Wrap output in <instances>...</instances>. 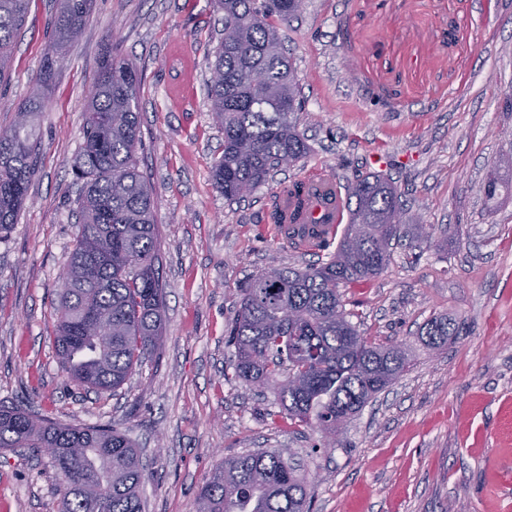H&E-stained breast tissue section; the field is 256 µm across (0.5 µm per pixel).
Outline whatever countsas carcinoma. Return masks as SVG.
Masks as SVG:
<instances>
[{
  "instance_id": "cac0c4a2",
  "label": "carcinoma",
  "mask_w": 512,
  "mask_h": 512,
  "mask_svg": "<svg viewBox=\"0 0 512 512\" xmlns=\"http://www.w3.org/2000/svg\"><path fill=\"white\" fill-rule=\"evenodd\" d=\"M30 0H0V85L10 81L16 39ZM224 12L208 84L211 110L224 131V153L212 171L227 200L245 197L283 162L308 147L291 116L300 110L292 64L273 20L300 14L304 0H214ZM91 0H61L36 85L44 89L67 45L82 32ZM141 74L121 54L101 65L89 99L83 144L75 163L83 182L77 241L55 302L57 354L70 379L100 394L116 391L133 368L158 353L164 294L152 192L139 171L138 91ZM24 122L0 128V241L7 238L36 175V119L46 109L38 92L18 105ZM348 224L336 252L304 268L271 267L241 288L228 336L234 377L262 382L288 418L318 430L328 444L408 367L403 344L360 335L339 288L369 280L389 265L404 237L420 224L403 223L394 183L381 175L356 178L347 189ZM458 327L433 317L422 343L439 350ZM0 448H24L47 459L58 477L62 512H144L141 453L110 425H70L23 404L0 405ZM44 448L53 449L45 454ZM308 482L282 453L254 451L226 458L199 493L198 512H309Z\"/></svg>"
}]
</instances>
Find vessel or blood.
<instances>
[{
  "label": "vessel or blood",
  "mask_w": 512,
  "mask_h": 512,
  "mask_svg": "<svg viewBox=\"0 0 512 512\" xmlns=\"http://www.w3.org/2000/svg\"><path fill=\"white\" fill-rule=\"evenodd\" d=\"M302 184L308 193L304 205H297L294 198L284 193L280 196V209L283 215H296L303 232L299 241L301 249L316 252L343 224L346 196L335 179L321 171L304 177Z\"/></svg>",
  "instance_id": "b4317fda"
}]
</instances>
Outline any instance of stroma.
Instances as JSON below:
<instances>
[{
    "mask_svg": "<svg viewBox=\"0 0 512 512\" xmlns=\"http://www.w3.org/2000/svg\"><path fill=\"white\" fill-rule=\"evenodd\" d=\"M57 0H30L0 92V127L35 88ZM224 28L212 0H92L38 121V172L0 241V403L128 434L146 466L145 512H196L224 458L282 450L310 479L312 512H512V0H305L280 23L309 146L238 202L213 187L224 133L207 96ZM142 74L139 169L150 183L165 288L163 347L114 393L72 383L57 356L53 303L78 232L73 164L103 60ZM323 170L393 178L439 246L396 245L379 276L341 288L350 320L411 363L347 424L335 447L289 420L273 391L240 382L227 330L240 289L311 256L268 232L281 184ZM497 171L510 191L486 198ZM460 327L432 351L418 332ZM7 512H60L52 471L0 450Z\"/></svg>",
    "mask_w": 512,
    "mask_h": 512,
    "instance_id": "obj_1",
    "label": "stroma"
}]
</instances>
